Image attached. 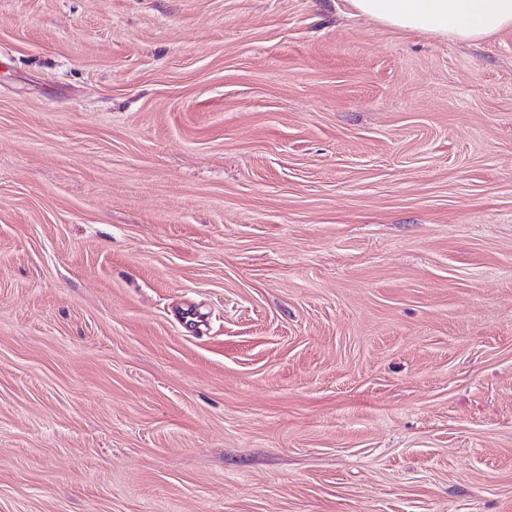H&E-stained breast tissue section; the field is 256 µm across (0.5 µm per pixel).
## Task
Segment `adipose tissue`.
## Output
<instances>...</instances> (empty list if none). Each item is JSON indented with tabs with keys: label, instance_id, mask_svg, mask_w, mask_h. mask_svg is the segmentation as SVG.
<instances>
[{
	"label": "adipose tissue",
	"instance_id": "adipose-tissue-1",
	"mask_svg": "<svg viewBox=\"0 0 512 512\" xmlns=\"http://www.w3.org/2000/svg\"><path fill=\"white\" fill-rule=\"evenodd\" d=\"M356 14L384 26L459 42L512 30V0H350Z\"/></svg>",
	"mask_w": 512,
	"mask_h": 512
}]
</instances>
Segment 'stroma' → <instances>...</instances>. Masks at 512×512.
I'll list each match as a JSON object with an SVG mask.
<instances>
[{"instance_id":"35a3bbf8","label":"stroma","mask_w":512,"mask_h":512,"mask_svg":"<svg viewBox=\"0 0 512 512\" xmlns=\"http://www.w3.org/2000/svg\"><path fill=\"white\" fill-rule=\"evenodd\" d=\"M0 512H512V30L0 0Z\"/></svg>"}]
</instances>
